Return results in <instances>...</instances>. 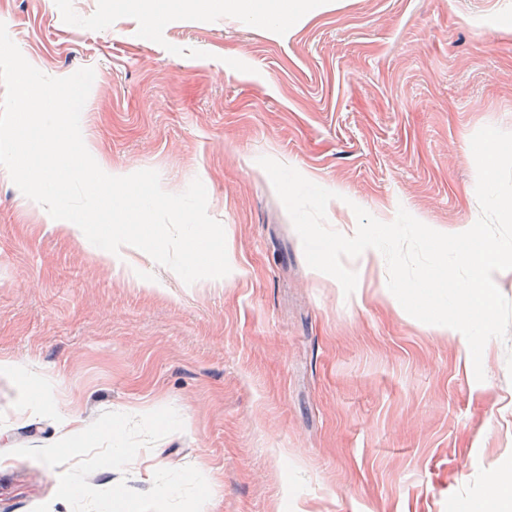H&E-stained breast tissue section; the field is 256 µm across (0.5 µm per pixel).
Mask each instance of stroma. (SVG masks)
<instances>
[{
	"label": "stroma",
	"instance_id": "obj_1",
	"mask_svg": "<svg viewBox=\"0 0 512 512\" xmlns=\"http://www.w3.org/2000/svg\"><path fill=\"white\" fill-rule=\"evenodd\" d=\"M47 76L90 67L82 134L162 188L200 179L235 258L221 279L145 288L57 227L0 166V512H71L59 469L14 455L66 413L174 408L182 431L88 481L148 491L159 468L206 478L209 512H496L512 475V336L476 381L463 335L411 317L381 269L313 275L259 165L269 157L362 207L449 233L480 215L471 138L512 132V0H330L281 32L221 11L150 26L112 0H0ZM41 375L49 399L32 394Z\"/></svg>",
	"mask_w": 512,
	"mask_h": 512
}]
</instances>
